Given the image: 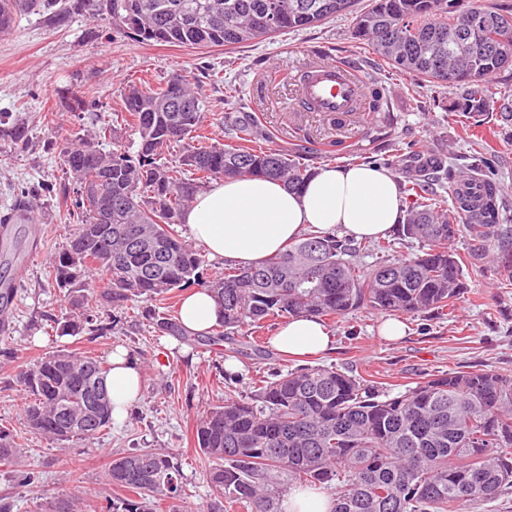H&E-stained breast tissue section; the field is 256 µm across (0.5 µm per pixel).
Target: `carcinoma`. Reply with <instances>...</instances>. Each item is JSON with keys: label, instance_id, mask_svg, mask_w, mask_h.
<instances>
[{"label": "carcinoma", "instance_id": "carcinoma-1", "mask_svg": "<svg viewBox=\"0 0 512 512\" xmlns=\"http://www.w3.org/2000/svg\"><path fill=\"white\" fill-rule=\"evenodd\" d=\"M113 29L138 42L179 47H235L351 12L356 0H87ZM35 0H0V33ZM276 10L270 29L260 21ZM512 4L475 8L464 0H371L355 17V38L371 45L397 71L426 86L446 84L465 119L499 113L512 122V96L494 99L488 83L512 67ZM471 42L484 52L466 51ZM121 124L134 131L132 151L112 125V151L98 143L107 127L63 151L67 182L62 197L78 224L53 258L48 278L74 304L102 276L104 307L127 310L139 302L175 297L191 286L211 293L222 310L213 329L234 343L244 330L271 328L291 318L322 321L360 308L389 315L444 312L467 286L461 257L451 249L460 205L475 208L472 230L484 241L503 220L500 189L486 179L480 201L448 207L433 183L402 184L411 199L397 239L419 250L401 259L364 265L362 253L392 249L386 238L355 240L335 231H309L252 267L217 273L176 229L182 215L213 182L243 176L268 178L299 192L314 169L267 144L247 112L224 113L227 141L201 135L210 101L194 74L157 85L142 80L123 95ZM170 164L157 156L170 145ZM161 333L182 335L178 320L151 315ZM62 335L105 336L114 326L87 308L55 322ZM107 370L91 355L55 352L16 377L29 396L24 419L56 442L90 440L112 423ZM200 451L215 467L208 481L210 512L224 503L251 512H281L286 488L327 484L333 512H461L469 502L493 500L512 488V375L468 369L433 375L390 397L334 367L288 369L224 399L196 419ZM25 448L0 429V464ZM174 453L150 449L112 459L107 484L129 495L107 501L102 512H154L153 504L181 497Z\"/></svg>", "mask_w": 512, "mask_h": 512}]
</instances>
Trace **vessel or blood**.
<instances>
[{
  "label": "vessel or blood",
  "mask_w": 512,
  "mask_h": 512,
  "mask_svg": "<svg viewBox=\"0 0 512 512\" xmlns=\"http://www.w3.org/2000/svg\"><path fill=\"white\" fill-rule=\"evenodd\" d=\"M364 78L354 66L342 61H323L308 68L299 82L292 106L325 119H347L359 111ZM485 192L484 180L475 174L456 178L451 196L477 200Z\"/></svg>",
  "instance_id": "obj_1"
}]
</instances>
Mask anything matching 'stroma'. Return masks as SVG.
<instances>
[{"mask_svg": "<svg viewBox=\"0 0 512 512\" xmlns=\"http://www.w3.org/2000/svg\"><path fill=\"white\" fill-rule=\"evenodd\" d=\"M354 18L339 16L324 23L283 31L270 39L228 48H186L129 40L108 21L58 0L51 7L19 15L12 32L0 37V113L10 122L25 123L28 138L11 140L0 128V214L14 203L18 187L38 190L33 203L37 220L22 227L27 240L20 258L26 272L9 316V329L0 332V427L26 448L18 467L34 472L37 481L16 488L12 473L0 466V497L12 512H44L50 498L79 493L84 512H99L101 500L121 497L107 485L104 472L112 458L139 450L173 451L180 465L183 499L158 504L155 512H206L211 490L206 474L212 466L194 443L199 410L224 393V372L232 369L245 381L271 379L278 371L299 367L296 359L275 349L265 356L252 353L244 336L236 342L242 353L226 356L225 343L188 344L180 336H159L140 313L122 315L113 333L99 337L59 335L50 318H69L76 309L48 279L51 257L67 244L75 226L63 198L47 187L63 182L62 150L75 142V133L94 131L119 111L127 85L142 79L166 82L176 74L220 72L221 81L206 82L204 91L216 112H247L286 152L302 151L314 167H345L358 154L376 152L393 160L395 177L405 181L413 171L408 144L433 152L455 173L487 171L501 186L508 219L498 227L493 244L512 243V125L484 130V152L472 150V131L451 111L455 97L446 86L418 87L413 77L392 70L353 35ZM339 58L350 61L371 86L380 90L390 124L377 122L370 112L356 113L348 132L308 112L287 108L303 71L315 62ZM242 88L243 99H225L227 86ZM92 102V110L72 116L68 93ZM53 114L46 122L45 114ZM474 236L462 228L452 247L464 259L467 285L452 313L404 316L405 336L396 342L379 336L382 314L361 308L328 322L335 349L322 363L363 378L382 394H396L431 374L469 368L512 374V285L496 264L473 260ZM124 345L139 361L142 393L123 422L113 423L96 439L57 443L27 427L26 393L16 382L27 364L56 351L86 353L107 360L115 345ZM76 472L66 476L63 459Z\"/></svg>", "mask_w": 512, "mask_h": 512, "instance_id": "1", "label": "stroma"}]
</instances>
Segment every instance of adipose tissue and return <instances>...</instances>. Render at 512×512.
<instances>
[{
	"label": "adipose tissue",
	"mask_w": 512,
	"mask_h": 512,
	"mask_svg": "<svg viewBox=\"0 0 512 512\" xmlns=\"http://www.w3.org/2000/svg\"><path fill=\"white\" fill-rule=\"evenodd\" d=\"M404 210L398 185L385 170L327 165L300 194L266 179L224 181L200 194L182 221L213 258L249 265L310 228H336L358 240L387 234L403 222ZM218 319V307L207 292L196 288L185 294L179 321L188 334L207 332ZM272 345L282 356L296 359L327 353L332 338L320 321L298 318L279 328ZM111 362L107 385L112 417L120 422L140 394L141 373L138 360L123 347L114 349Z\"/></svg>",
	"instance_id": "adipose-tissue-1"
}]
</instances>
